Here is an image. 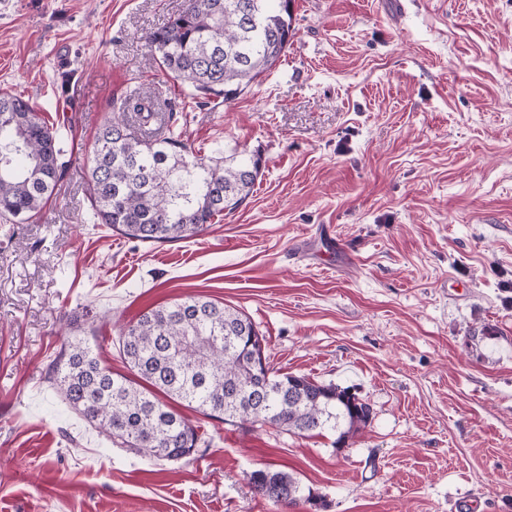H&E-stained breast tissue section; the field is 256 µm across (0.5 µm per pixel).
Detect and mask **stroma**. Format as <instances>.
Masks as SVG:
<instances>
[{"label":"stroma","instance_id":"1","mask_svg":"<svg viewBox=\"0 0 512 512\" xmlns=\"http://www.w3.org/2000/svg\"><path fill=\"white\" fill-rule=\"evenodd\" d=\"M184 0H0V90L53 123L67 166L33 219H0V512H512V0H294L295 35L235 101L182 107L149 31ZM202 155L259 152L252 194L202 235L95 224L89 158L135 81ZM203 294L244 312L275 373L372 408L343 449L202 419L152 461L51 389L70 338L126 367L121 328ZM319 496L283 507L249 471Z\"/></svg>","mask_w":512,"mask_h":512}]
</instances>
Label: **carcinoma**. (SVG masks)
<instances>
[{
  "label": "carcinoma",
  "instance_id": "cac0c4a2",
  "mask_svg": "<svg viewBox=\"0 0 512 512\" xmlns=\"http://www.w3.org/2000/svg\"><path fill=\"white\" fill-rule=\"evenodd\" d=\"M294 0H187L148 36V45L187 98L228 104L274 67L294 33ZM160 103L143 87L112 102L90 166L96 223L141 242L186 240L214 217L238 209L262 174L263 159L245 149H215L205 160L181 140ZM134 116L147 132L130 130ZM64 168L55 131L28 101L0 91V217L27 223L54 196ZM265 341L242 311L204 296H186L143 312L118 337L133 377L117 375L83 338L65 342L48 382L105 441L155 461L192 456L201 427L176 412L180 402L209 419L245 428L271 427L298 436L337 434L342 448L371 419L370 405L348 387L304 375L262 379L256 355ZM257 388L266 410L239 397ZM263 497L287 506L302 494L291 474L269 467L247 474Z\"/></svg>",
  "mask_w": 512,
  "mask_h": 512
}]
</instances>
